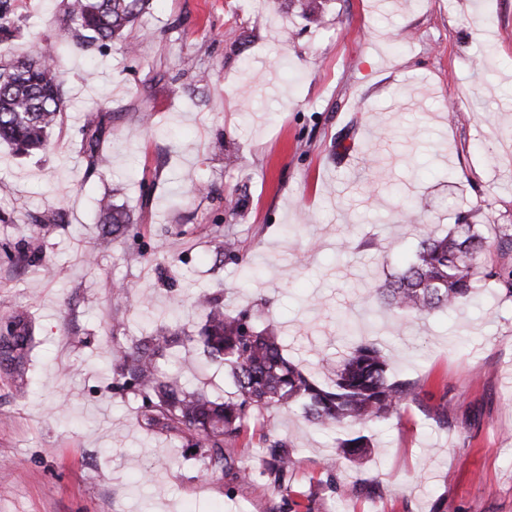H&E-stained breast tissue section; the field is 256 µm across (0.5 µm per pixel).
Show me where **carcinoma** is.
<instances>
[{"label": "carcinoma", "instance_id": "carcinoma-1", "mask_svg": "<svg viewBox=\"0 0 512 512\" xmlns=\"http://www.w3.org/2000/svg\"><path fill=\"white\" fill-rule=\"evenodd\" d=\"M147 3L68 0L63 37L77 47L101 42L130 49L129 31ZM12 14L11 0H0V54L9 57L0 64V142L28 155L52 146L51 135L64 110L62 78L46 50L11 56L9 41L18 29ZM111 135L110 112L96 115L81 130L85 176L108 169L110 160L101 143ZM98 206L102 240L107 244L124 234L131 218L106 197L99 199ZM42 251L41 239L33 236L14 259L32 263ZM487 291L512 296L511 224L497 225L492 239L479 225L469 223L453 225L442 237L425 235L415 262L386 279L376 294L390 310L427 316L438 309L472 304ZM196 304L206 311L197 335L160 327L111 353L110 372L113 387L130 389L139 399L145 425L174 433L207 472L222 476L232 469L243 471L234 445L254 412L293 406L318 427L346 429L337 451L351 462L360 461L370 450L365 431L420 395L416 382L389 377L386 354L349 319L343 324L347 352L332 369L331 385L325 387L288 359L280 336L268 326L258 327L250 311H227L219 298L208 294L199 296ZM182 340L198 342L210 362L224 367L235 386L234 396L212 399L189 388L179 373L162 371L159 359ZM34 345L26 312L15 311L0 328V368L24 381ZM264 453L268 476L283 486L296 457L277 438L266 439Z\"/></svg>", "mask_w": 512, "mask_h": 512}]
</instances>
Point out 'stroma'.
<instances>
[{
  "instance_id": "35a3bbf8",
  "label": "stroma",
  "mask_w": 512,
  "mask_h": 512,
  "mask_svg": "<svg viewBox=\"0 0 512 512\" xmlns=\"http://www.w3.org/2000/svg\"><path fill=\"white\" fill-rule=\"evenodd\" d=\"M290 2L149 0L128 53L65 45L68 0H12V46L52 51L65 109L51 151L0 144V323L25 310L36 338L28 391L0 371V512H512V298L403 323L375 294L423 234L512 224V0H323L319 24ZM99 112L112 168L88 178L79 131ZM107 193L137 222L103 250ZM49 207L64 222L44 232ZM38 233L56 276L7 254ZM227 235L238 262L220 258ZM202 293L258 306L320 380L351 317L420 397L358 464L336 430L264 410L236 452L258 470L264 435L286 440L287 487L207 478L105 372L109 349L157 326L194 330ZM161 367L211 398L233 391L185 350Z\"/></svg>"
}]
</instances>
